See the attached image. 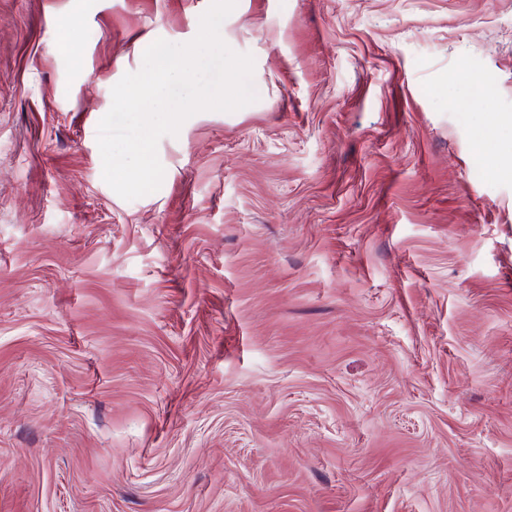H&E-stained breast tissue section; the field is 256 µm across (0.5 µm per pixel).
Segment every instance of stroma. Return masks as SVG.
I'll return each instance as SVG.
<instances>
[{"label": "stroma", "mask_w": 512, "mask_h": 512, "mask_svg": "<svg viewBox=\"0 0 512 512\" xmlns=\"http://www.w3.org/2000/svg\"><path fill=\"white\" fill-rule=\"evenodd\" d=\"M210 0H0V512H512V0H237L256 102L104 181Z\"/></svg>", "instance_id": "1"}]
</instances>
